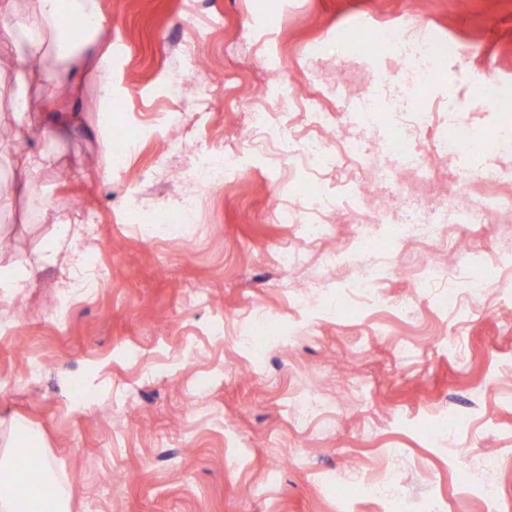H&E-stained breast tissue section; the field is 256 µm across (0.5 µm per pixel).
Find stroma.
Listing matches in <instances>:
<instances>
[{
  "instance_id": "obj_1",
  "label": "stroma",
  "mask_w": 512,
  "mask_h": 512,
  "mask_svg": "<svg viewBox=\"0 0 512 512\" xmlns=\"http://www.w3.org/2000/svg\"><path fill=\"white\" fill-rule=\"evenodd\" d=\"M105 20L97 49H111L112 94L84 76L74 57L47 54L25 89L0 75V123H13L24 100L42 134L11 143L0 158V233L15 241L6 263H37V278L0 298V446L13 443L12 419L44 436L47 461L73 493V512H512V291L496 286L467 318L437 309L418 292L423 263L450 268L438 289L461 288L480 275L472 253L494 259L512 249V215L488 234L457 248L382 239L345 264L323 262L330 245H348L363 225L345 223V205L315 202L336 174H311L299 160L274 161L246 151L224 186L196 190L179 168L245 135L255 85L265 106L283 113L285 130L301 134L307 118L289 105L286 88L302 87L332 113L340 135L370 143L364 161L383 157L388 124L365 126L352 101L400 52L384 30L400 24L416 37L447 43L434 80L420 89L419 111L429 150L444 136L448 113H459L470 136L488 140L512 112L488 106L487 82L512 90V0H95ZM368 43L349 52L354 38ZM70 73L68 97L47 104L42 77ZM209 95L183 97L188 77ZM88 97L104 98L87 112ZM79 111L70 136L47 132L50 111ZM134 141L126 165L112 166V129ZM48 154L27 189L14 188L15 160ZM196 193V218L182 197ZM284 199L329 225L310 244L299 226L278 223L271 198ZM55 210L68 231L46 215ZM158 217L163 235L141 239L130 211ZM64 234L55 261L41 263L45 239ZM302 246L291 272L278 252ZM106 264L110 281L97 298L66 312L48 306L72 284L77 253ZM381 275L378 308L334 307L364 264ZM312 287L316 310L294 295ZM205 291L206 304L194 303ZM260 307L275 319L270 337L232 328L216 341L210 325L247 317ZM457 339L464 354L448 350ZM413 353L401 355L402 343ZM43 365L31 373V362ZM207 387H197L201 377ZM82 385L86 399L74 393ZM314 391L320 409L305 427L289 401ZM449 409L466 421L447 443L428 441L435 414ZM496 456L498 496L464 494L481 480L479 463ZM380 480L394 475V497H367L350 482L354 470Z\"/></svg>"
}]
</instances>
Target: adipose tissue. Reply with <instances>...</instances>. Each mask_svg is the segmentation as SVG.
I'll use <instances>...</instances> for the list:
<instances>
[{
	"label": "adipose tissue",
	"mask_w": 512,
	"mask_h": 512,
	"mask_svg": "<svg viewBox=\"0 0 512 512\" xmlns=\"http://www.w3.org/2000/svg\"><path fill=\"white\" fill-rule=\"evenodd\" d=\"M33 21L20 25L10 12H0V28H21L23 32V57L13 69L17 85H25L28 65L47 54L48 51L63 52L70 43L69 35L57 25L61 13L82 12L93 19L94 30H101L104 20L98 16L93 0H33ZM43 482L54 489L52 495L27 487L20 476L10 449L0 450V512H72V492L62 488L56 471L43 465Z\"/></svg>",
	"instance_id": "1"
}]
</instances>
